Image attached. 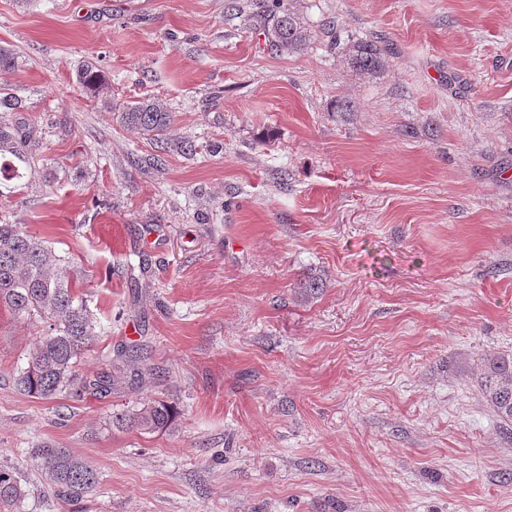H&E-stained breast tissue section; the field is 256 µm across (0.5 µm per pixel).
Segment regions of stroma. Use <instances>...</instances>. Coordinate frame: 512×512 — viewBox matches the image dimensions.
<instances>
[{
	"label": "stroma",
	"mask_w": 512,
	"mask_h": 512,
	"mask_svg": "<svg viewBox=\"0 0 512 512\" xmlns=\"http://www.w3.org/2000/svg\"><path fill=\"white\" fill-rule=\"evenodd\" d=\"M284 2L297 54L255 21L272 0H0V86L46 131L0 214L73 269L81 374L148 354L109 396L31 398L40 327L0 308V468L29 490L7 512H512V426L477 386L512 353V0ZM366 37L373 76L341 49ZM143 97L170 151L119 122ZM158 398L167 428L112 426ZM46 442L97 489L60 500ZM264 35L270 48L281 55L303 50L311 37L300 17L284 3H277L271 11ZM342 50L350 67L362 74L373 75L385 68L384 51L373 40L349 41ZM80 91L94 102L105 103L110 91L109 83L99 67L91 62H85L76 78Z\"/></svg>",
	"instance_id": "35a3bbf8"
}]
</instances>
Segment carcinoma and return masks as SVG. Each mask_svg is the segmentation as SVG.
Listing matches in <instances>:
<instances>
[{
    "label": "carcinoma",
    "instance_id": "carcinoma-1",
    "mask_svg": "<svg viewBox=\"0 0 512 512\" xmlns=\"http://www.w3.org/2000/svg\"><path fill=\"white\" fill-rule=\"evenodd\" d=\"M264 35L270 48L279 54L298 52L307 45L310 33L300 17L276 4ZM353 69L373 75L385 68L383 49L373 40L349 41L342 47ZM80 91L94 102H104L109 83L99 67L85 62L76 78ZM26 111L22 97L0 87V180L19 184L41 147V132L30 124L12 119ZM120 122L167 148L166 131L173 121L167 107L154 99L126 104ZM14 315L43 324L35 337L27 366L14 377L16 390L36 399H52L61 393L106 394L115 384L117 365L93 377L82 375L78 359L89 350L96 336L93 314L75 293L70 270L64 259L45 241L25 233L18 224L0 220V307ZM477 385L495 415L512 423V354L492 352L482 358ZM172 406L163 401L145 402L132 412L112 416V425L151 433L170 425ZM37 458L47 471L58 495L66 500L79 498L98 483L97 471L67 448L45 445ZM27 496V487L18 474L0 469V503L18 504Z\"/></svg>",
    "mask_w": 512,
    "mask_h": 512
}]
</instances>
